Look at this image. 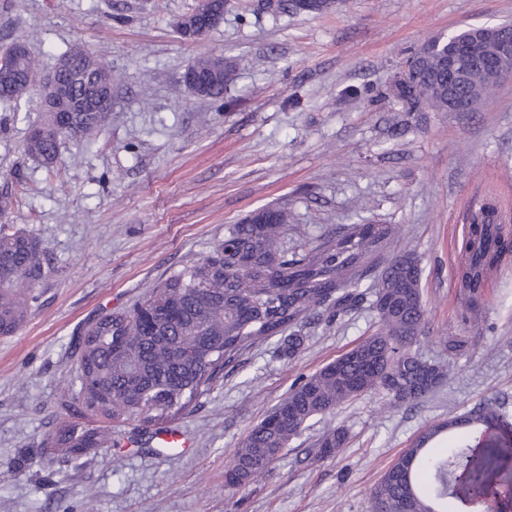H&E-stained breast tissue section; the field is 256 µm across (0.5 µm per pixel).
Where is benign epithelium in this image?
I'll list each match as a JSON object with an SVG mask.
<instances>
[{"mask_svg": "<svg viewBox=\"0 0 512 512\" xmlns=\"http://www.w3.org/2000/svg\"><path fill=\"white\" fill-rule=\"evenodd\" d=\"M224 21V13L205 14L197 18L186 14L176 24L186 39L195 38V30L204 23L213 28ZM478 40L493 43L495 63L485 68L480 76L490 83H498L512 75V43L497 40V29L491 26L473 29ZM24 50L21 42L0 54V79L9 74L15 66V59ZM182 83L192 94H198L202 79L194 65H189ZM43 108L46 112H108L112 108V85L104 83L99 76L95 57L81 47L73 49L57 62L52 75L44 81ZM475 455L462 459L456 471V482L469 486L472 501H477L491 484L480 477L473 467Z\"/></svg>", "mask_w": 512, "mask_h": 512, "instance_id": "7a95c632", "label": "benign epithelium"}]
</instances>
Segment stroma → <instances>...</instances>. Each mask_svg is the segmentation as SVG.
<instances>
[{
    "label": "stroma",
    "mask_w": 512,
    "mask_h": 512,
    "mask_svg": "<svg viewBox=\"0 0 512 512\" xmlns=\"http://www.w3.org/2000/svg\"><path fill=\"white\" fill-rule=\"evenodd\" d=\"M197 2L0 0V50L26 41L45 76L79 46L115 76L111 122L63 139L51 171L24 151L38 89L0 104V201L47 269L25 323L0 336V512H369L385 471L448 416L493 405L500 419L482 441L512 446V248L488 270L477 314L458 284L472 198L497 205L512 241V79L471 112H410L393 92L420 44L512 24V0H335L279 17L261 0H229L223 23L187 40L176 23ZM216 55L237 62V82L219 101L188 93L187 66ZM276 203L309 241L359 219L397 225L390 255L414 252L422 269L413 351L448 365L447 380L416 404L390 406L380 391L315 417L262 478L228 489L248 431L377 327L366 305L334 318L321 309L295 355L276 337L251 347L170 422L186 447L134 420L78 461L45 454L56 428L91 422L65 388L83 329ZM451 338L465 341L462 355L449 357ZM339 426L346 448L318 457L317 440Z\"/></svg>",
    "instance_id": "stroma-1"
}]
</instances>
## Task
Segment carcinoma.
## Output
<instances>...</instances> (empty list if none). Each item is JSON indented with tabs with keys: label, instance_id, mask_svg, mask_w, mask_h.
<instances>
[{
	"label": "carcinoma",
	"instance_id": "cac0c4a2",
	"mask_svg": "<svg viewBox=\"0 0 512 512\" xmlns=\"http://www.w3.org/2000/svg\"><path fill=\"white\" fill-rule=\"evenodd\" d=\"M470 34L461 30L416 49L421 64L401 97L409 111H448V73L439 55ZM195 65L209 76L206 98H222L237 77L236 63L224 57L202 58ZM36 82L26 52L18 74L3 87L4 101L19 100ZM491 90L470 78L454 86L463 105L479 103ZM109 116L79 112L64 129L53 113L44 112L31 125L24 150L52 170L63 137L97 131ZM4 214L0 208V336H10L26 321L28 291L47 271L36 240L2 221ZM499 224L498 208L490 200L471 211L458 277L473 312L482 300L485 271L507 248ZM291 227L288 208L262 207L238 224L225 225L224 239L209 254L170 273L133 311L89 324L76 343L85 409L111 422L172 419L210 391L224 369L257 342L301 326L319 308L340 315L365 302L376 313L378 329L293 387L250 430L227 466L226 487L260 477L311 419L353 398L381 390L398 405L431 394L447 377V368L411 352L426 317L419 259L405 252L381 264L397 227L343 224L312 246L292 237ZM499 418L493 407L484 406L422 433L375 486L371 512H455L454 461L472 449L473 435ZM443 433L451 434L448 448L429 451ZM110 442L96 428L66 424L47 437L44 452L77 459ZM346 443L343 428L330 430L318 440V455L336 456Z\"/></svg>",
	"mask_w": 512,
	"mask_h": 512
}]
</instances>
